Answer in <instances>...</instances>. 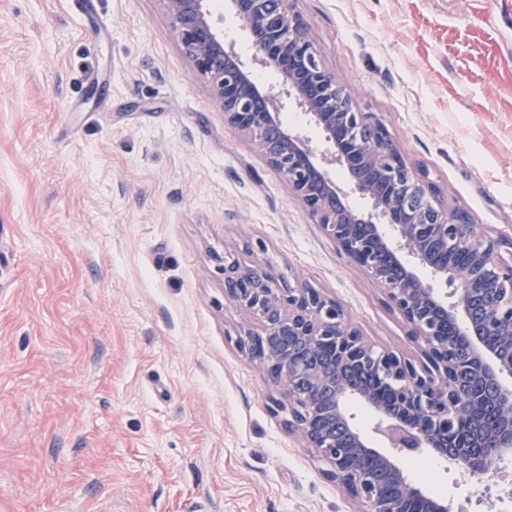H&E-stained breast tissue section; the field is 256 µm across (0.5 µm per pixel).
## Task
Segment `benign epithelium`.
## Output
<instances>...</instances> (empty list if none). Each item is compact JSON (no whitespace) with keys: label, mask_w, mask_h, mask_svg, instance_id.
<instances>
[{"label":"benign epithelium","mask_w":512,"mask_h":512,"mask_svg":"<svg viewBox=\"0 0 512 512\" xmlns=\"http://www.w3.org/2000/svg\"><path fill=\"white\" fill-rule=\"evenodd\" d=\"M185 54L206 78L229 125L257 141L308 215L373 281L405 321L423 360L363 336L345 307L316 288L224 253L225 297L257 321L239 335L246 357L276 387L274 409L324 463V475L361 512H451L452 503L411 483L394 456L373 446L348 401L374 419L373 432L405 456L433 452L478 483L512 462V236L439 205L432 218L414 208L434 199L435 183L399 159L385 125L358 109L348 89L318 60L307 24L290 0H229L255 56L274 70L281 93L309 116L346 174L344 191L307 140L285 127L271 90L253 81L210 19L207 0H164ZM275 132L270 140L266 131ZM366 201L357 208L349 194ZM428 269L455 300L422 278ZM488 416L469 444L457 423Z\"/></svg>","instance_id":"7a95c632"}]
</instances>
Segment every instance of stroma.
Segmentation results:
<instances>
[{
    "mask_svg": "<svg viewBox=\"0 0 512 512\" xmlns=\"http://www.w3.org/2000/svg\"><path fill=\"white\" fill-rule=\"evenodd\" d=\"M211 20L258 83L226 0ZM447 208L512 234V0H293ZM101 28L88 24L89 18ZM235 252L417 345L247 135L163 0H0V512H358L237 344ZM431 494L490 512L438 462Z\"/></svg>",
    "mask_w": 512,
    "mask_h": 512,
    "instance_id": "35a3bbf8",
    "label": "stroma"
}]
</instances>
